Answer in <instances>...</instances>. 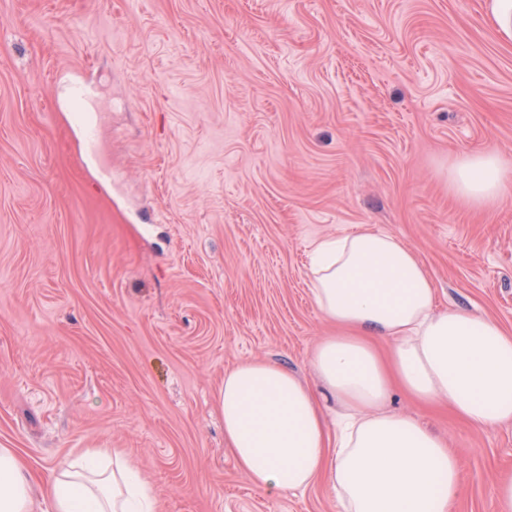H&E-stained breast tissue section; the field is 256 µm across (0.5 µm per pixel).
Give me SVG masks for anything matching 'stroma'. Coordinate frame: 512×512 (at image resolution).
<instances>
[{
	"label": "stroma",
	"instance_id": "stroma-1",
	"mask_svg": "<svg viewBox=\"0 0 512 512\" xmlns=\"http://www.w3.org/2000/svg\"><path fill=\"white\" fill-rule=\"evenodd\" d=\"M482 2L0 0V448L37 478L123 449L158 512H339L322 482L255 487L215 395L247 360L307 374L332 332L311 246L360 229L512 332V197L448 183L467 152L512 166V42ZM391 407L460 456L451 512H492L512 422Z\"/></svg>",
	"mask_w": 512,
	"mask_h": 512
}]
</instances>
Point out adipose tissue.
<instances>
[{
	"mask_svg": "<svg viewBox=\"0 0 512 512\" xmlns=\"http://www.w3.org/2000/svg\"><path fill=\"white\" fill-rule=\"evenodd\" d=\"M449 179L471 205L512 196V168L493 151L457 157ZM310 272L315 303L336 328L310 354L312 383L251 360L226 371L218 389L240 469L266 492L327 479L341 512H448L462 491L460 457L387 403L398 389L425 406L447 401L479 429L512 422V333L438 307L423 263L383 232L320 240ZM331 399L340 406L332 418ZM43 499L45 512H157L151 486L118 448H86L51 468ZM34 510L21 459L0 448V512Z\"/></svg>",
	"mask_w": 512,
	"mask_h": 512,
	"instance_id": "1",
	"label": "adipose tissue"
}]
</instances>
